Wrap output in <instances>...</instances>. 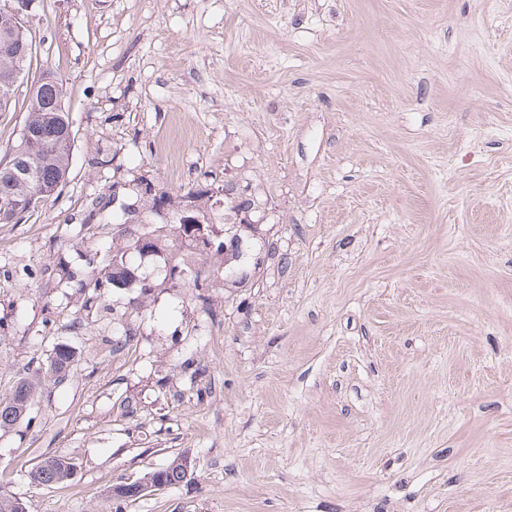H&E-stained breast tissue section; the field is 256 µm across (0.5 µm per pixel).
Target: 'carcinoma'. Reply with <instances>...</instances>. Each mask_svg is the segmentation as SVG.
Here are the masks:
<instances>
[{"instance_id":"obj_1","label":"carcinoma","mask_w":512,"mask_h":512,"mask_svg":"<svg viewBox=\"0 0 512 512\" xmlns=\"http://www.w3.org/2000/svg\"><path fill=\"white\" fill-rule=\"evenodd\" d=\"M6 0H0V109L7 106L13 91V85L6 81L12 71L18 72L31 66L33 59V42L28 33L15 30L12 16L5 9ZM69 118L65 108V88L63 81L54 76L47 80L40 78L27 104L18 143L13 146L6 161L0 160V223L12 220L15 204L29 198L43 199L50 197L48 189L56 188L66 181L69 173L70 148L60 145V124L58 117ZM32 133L28 138L25 132ZM263 208V201L253 192L241 193L240 186L233 183L224 184V223L235 224L244 211L256 212ZM243 235L234 240L228 236L210 239L208 251L212 255H224V283L239 284L247 277L246 272L236 266L242 257L240 246ZM112 271L106 280L92 279L84 287L92 289V294L85 301L88 312H98L101 308V290L106 286H116L128 276L130 266L124 260L112 255ZM75 353L71 345L59 343L53 349L48 361V370L55 376V382L67 380L73 370ZM41 391L40 375L26 374L16 380L9 393L0 398V404L12 400L15 407L22 410L21 402L33 403ZM49 474L53 485H63L73 480L76 464L69 458L61 456H44L30 471L33 483L41 485L43 474ZM191 472V462L187 456L175 455L169 463L158 470L147 473L143 478L125 484L133 488L140 484H153L163 477L178 486L187 481ZM0 512H26V504L19 498L0 487Z\"/></svg>"}]
</instances>
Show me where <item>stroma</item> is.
<instances>
[{
	"instance_id": "stroma-1",
	"label": "stroma",
	"mask_w": 512,
	"mask_h": 512,
	"mask_svg": "<svg viewBox=\"0 0 512 512\" xmlns=\"http://www.w3.org/2000/svg\"><path fill=\"white\" fill-rule=\"evenodd\" d=\"M25 27L0 160L44 71L75 139L59 193L0 224V393L55 344L79 361L0 431V486L114 512L180 453L191 481L125 512H512V0H33ZM228 182L265 203L259 267L173 287L168 216ZM121 205L165 244L90 317ZM42 453L73 481L32 485Z\"/></svg>"
}]
</instances>
